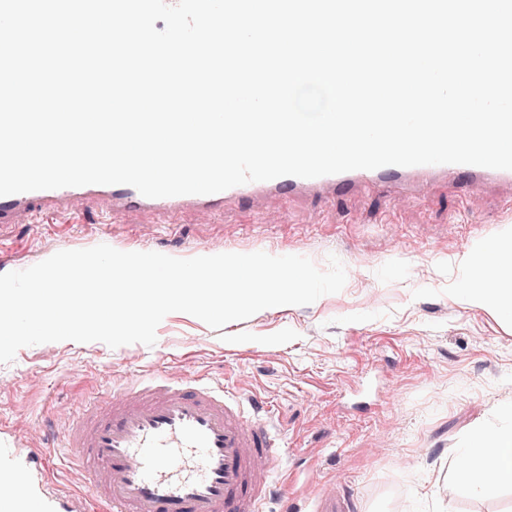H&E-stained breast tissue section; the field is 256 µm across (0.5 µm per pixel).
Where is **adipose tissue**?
<instances>
[{"instance_id":"ef3b65f1","label":"adipose tissue","mask_w":512,"mask_h":512,"mask_svg":"<svg viewBox=\"0 0 512 512\" xmlns=\"http://www.w3.org/2000/svg\"><path fill=\"white\" fill-rule=\"evenodd\" d=\"M471 271L470 281L460 289L462 301L500 318H512V235L485 239L479 251L460 256ZM470 465L459 481L482 495L494 494L498 485H512V432L477 427L471 430L466 448ZM494 482H487L486 473Z\"/></svg>"}]
</instances>
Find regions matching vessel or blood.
<instances>
[{"label":"vessel or blood","instance_id":"obj_1","mask_svg":"<svg viewBox=\"0 0 512 512\" xmlns=\"http://www.w3.org/2000/svg\"><path fill=\"white\" fill-rule=\"evenodd\" d=\"M463 178L512 186V170L461 164L385 166L318 178L284 176L209 195L147 198L129 185H86L0 197V229L74 214L98 202L105 215L148 210L174 220H208L242 196L289 198L351 188L423 194ZM284 428L258 396L190 376L135 382L82 405L65 434V461L84 481L75 512H268ZM55 499L30 489L14 447L0 448V512H54ZM344 495L316 485L307 512H352Z\"/></svg>","mask_w":512,"mask_h":512}]
</instances>
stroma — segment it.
I'll return each instance as SVG.
<instances>
[{
	"mask_svg": "<svg viewBox=\"0 0 512 512\" xmlns=\"http://www.w3.org/2000/svg\"><path fill=\"white\" fill-rule=\"evenodd\" d=\"M498 232L512 234V188L468 181L435 183L417 199L378 190L237 199L211 224L191 214L167 224L150 211L104 224L93 206L13 225L0 232V274L99 244L177 258L301 255L321 269L333 255L362 268L338 293L218 330L170 313L151 347L21 348L0 363V441L41 450L45 417L62 429L86 397L181 372L230 380L292 417L272 512L313 477L358 512H512V485L484 496L457 479L471 428L512 427L499 411L512 403V322L456 299L467 276L458 256Z\"/></svg>",
	"mask_w": 512,
	"mask_h": 512,
	"instance_id": "35a3bbf8",
	"label": "stroma"
}]
</instances>
